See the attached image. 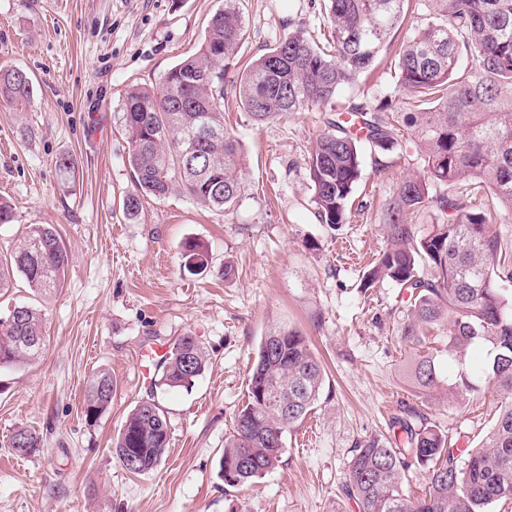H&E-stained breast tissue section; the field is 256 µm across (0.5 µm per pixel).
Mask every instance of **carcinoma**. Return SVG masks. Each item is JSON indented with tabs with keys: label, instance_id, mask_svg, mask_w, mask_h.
<instances>
[{
	"label": "carcinoma",
	"instance_id": "obj_1",
	"mask_svg": "<svg viewBox=\"0 0 512 512\" xmlns=\"http://www.w3.org/2000/svg\"><path fill=\"white\" fill-rule=\"evenodd\" d=\"M240 0H224L209 20L198 49L165 72L156 85H134L124 95L121 123L129 143L134 191L123 202L135 215L140 194L162 198L177 191L194 203L227 212L244 193L242 143L224 127L230 98L256 124L324 104L373 65L389 47L406 18L405 0H326L330 22L323 43L300 27L236 71L232 93L224 75L236 66L244 31ZM420 24L398 52L395 91L410 100L409 111H394L392 97L362 103L327 122L328 129L309 151L306 168L311 203L319 223L334 229L348 223L355 188L363 177L362 148L379 157L413 148L423 173L405 179L386 209L389 245L365 275L364 285L388 281L405 295L398 321L401 338L419 345L428 333L448 326L444 353L452 371L438 370L439 354L415 357L410 379L429 400L451 404L492 385L499 395L497 417L476 446L427 424L418 409L404 407L392 421L393 436L370 437L351 450L343 495L356 512H490L512 501V296L498 282H512V247L490 231L497 214L512 220V0H416ZM472 59L461 69L462 56ZM34 87L17 67L0 68V97L23 105ZM207 127L210 140L199 154L183 157L184 137ZM435 185L443 192L433 195ZM432 204L441 223L415 234L412 215ZM184 267L199 274L207 248L184 244ZM68 264L63 242L49 224H32L10 257V266L28 286L47 293L61 283ZM21 315L0 320V367L28 362L45 346L44 320L29 304ZM194 346L190 362L182 348ZM486 348L483 367L466 363L469 350ZM209 364L192 336H181L157 367L152 387L189 388ZM112 374L95 373L84 398L92 423L112 403L99 390ZM324 383L322 364L306 336L276 326L261 337L248 376L247 402L224 438L218 477L240 487L275 469L285 452L286 434L318 403ZM288 400L283 419L270 397ZM167 412L154 395L126 417L112 440V452L125 462L138 460L136 474L155 469L169 448ZM12 448L31 455L39 438L25 428L11 436ZM426 469L428 492H405L408 471Z\"/></svg>",
	"mask_w": 512,
	"mask_h": 512
}]
</instances>
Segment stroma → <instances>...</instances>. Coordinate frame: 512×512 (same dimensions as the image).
Wrapping results in <instances>:
<instances>
[{"instance_id": "35a3bbf8", "label": "stroma", "mask_w": 512, "mask_h": 512, "mask_svg": "<svg viewBox=\"0 0 512 512\" xmlns=\"http://www.w3.org/2000/svg\"><path fill=\"white\" fill-rule=\"evenodd\" d=\"M224 0H0V67L31 78L34 97L0 99V200L14 220L0 224V266L27 227L50 224L68 253L65 279L50 295L20 274L0 289V318L27 303L44 315L46 342L33 361L0 368V512H333L343 498L351 450L388 433L401 406H416L446 435L475 444L491 425L494 387L448 406L418 397L405 377L414 354L398 334V288L363 289V274L387 245L383 211L398 185L417 175L414 153H393L387 169L365 167L355 190L366 209L337 228L319 223L305 158L326 120L375 90L394 88L395 45L372 73L328 103L273 123L233 109L224 123L244 144L247 190L225 214L182 194L143 197L134 187L120 125L126 89L158 83L199 46ZM238 56L248 61L304 26L329 30L323 0H242ZM69 167H60L61 158ZM208 248L200 274L184 270V242ZM235 273L225 276V264ZM308 336L325 388L307 420L286 436L277 468L226 490L217 476L224 439L246 401L257 346L270 326ZM195 337L210 358L190 389L155 393L167 411L170 445L146 474L129 473L112 440L151 394L142 354ZM116 387L96 422L83 416L85 387L98 371ZM35 430L38 451L16 456V427ZM310 445H303V438Z\"/></svg>"}]
</instances>
